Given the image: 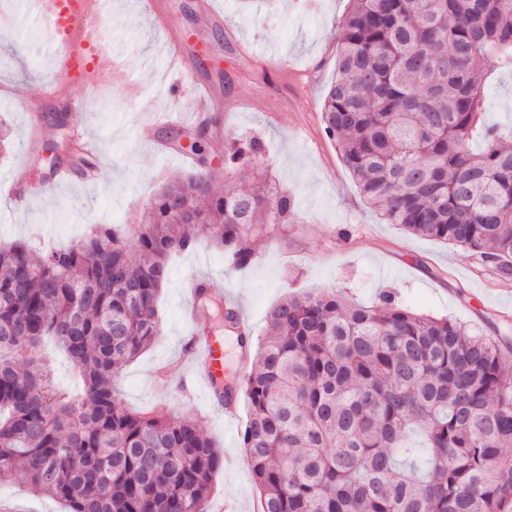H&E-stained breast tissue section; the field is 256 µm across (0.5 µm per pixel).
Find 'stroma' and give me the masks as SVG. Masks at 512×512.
<instances>
[{
	"label": "stroma",
	"instance_id": "obj_1",
	"mask_svg": "<svg viewBox=\"0 0 512 512\" xmlns=\"http://www.w3.org/2000/svg\"><path fill=\"white\" fill-rule=\"evenodd\" d=\"M112 2L97 71L99 95L69 113L66 128L45 124L34 148L22 104L51 80L55 48L25 0H0V43L13 49L0 64V86L7 88L0 95V116L10 128L9 147L0 155V183L26 169L43 174L46 184L35 199H0V244L28 237L41 252L79 240L94 224H118L135 237L142 214L166 181L204 166L223 167L226 143L252 137L264 143L261 168L272 194L294 201L286 228L254 237L256 261L245 270L205 240L193 251L172 255L170 279L156 304L161 332L113 380L129 410L161 407L199 420L224 452L211 501L232 498L239 512H254L257 492L242 439L250 400L242 398L237 421L224 422L198 382L186 347L191 333L214 332L224 344L225 373L239 378L241 349L233 332L205 316L187 319L192 278L209 277L210 288L253 324L259 338L269 311L284 297L322 289L369 305L389 292L412 309L450 318L512 347V277L480 267L457 247L383 223L362 198L321 120L336 77L338 24L349 0H214L224 11L219 24L204 16V0H159L154 15L137 0ZM185 35L191 38L187 71L172 97L163 86L171 73L160 48ZM116 54L125 65L122 80L112 72ZM482 72L486 123L512 127V68L493 65ZM197 82L208 83L224 102L222 141L206 140L201 163L161 160L134 128L163 108L193 111ZM67 132L100 142L98 182L54 180V166L75 164L73 154L60 147ZM55 144L60 150L54 155L49 148ZM1 503L14 512H65L64 504L29 492L20 481L0 483Z\"/></svg>",
	"mask_w": 512,
	"mask_h": 512
}]
</instances>
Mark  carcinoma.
<instances>
[{"label":"carcinoma","mask_w":512,"mask_h":512,"mask_svg":"<svg viewBox=\"0 0 512 512\" xmlns=\"http://www.w3.org/2000/svg\"><path fill=\"white\" fill-rule=\"evenodd\" d=\"M324 132L386 224L512 275V131L483 122L481 67L512 60V0H350ZM484 141L474 153L468 144ZM264 144L233 142L224 172L168 183L134 244L94 224L35 253L0 246V482L68 512H203L224 453L190 417L132 412L112 379L160 332L169 256L205 238L234 266L256 231L288 223ZM225 176L256 178L238 193ZM72 361L78 397L43 351ZM241 384L243 444L262 512H512V360L497 342L384 294L290 295Z\"/></svg>","instance_id":"cac0c4a2"}]
</instances>
